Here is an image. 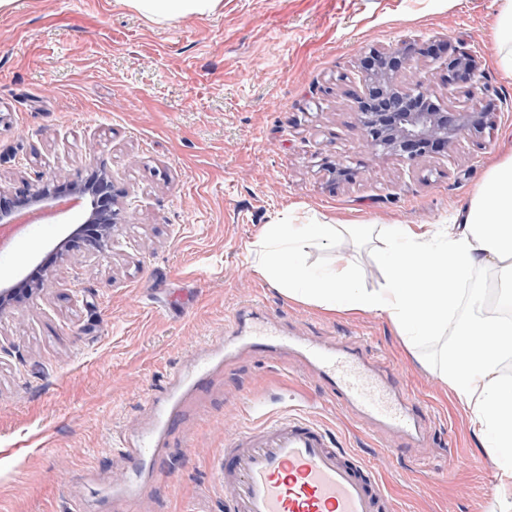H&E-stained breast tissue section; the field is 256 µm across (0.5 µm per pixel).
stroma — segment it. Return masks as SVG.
Segmentation results:
<instances>
[{
    "label": "stroma",
    "instance_id": "stroma-1",
    "mask_svg": "<svg viewBox=\"0 0 512 512\" xmlns=\"http://www.w3.org/2000/svg\"><path fill=\"white\" fill-rule=\"evenodd\" d=\"M502 0H222L207 15L158 23L128 0H12L0 9V184L92 172L123 190L110 244L64 251L32 296L0 315V512H225L214 463L224 433L247 427L248 395L312 399L337 447L372 459L381 442L333 407L290 351L239 355L188 395L167 435L171 481L146 477L128 506L97 490L126 468L112 439L148 423V402L200 338L227 329L237 304L315 342L340 340L382 361L400 390L428 403V437L392 438L383 478L402 512H512L495 492L468 407L435 369L442 337L418 346L371 313H328L284 295L252 252L282 216L332 224H442L491 158L512 148V78L496 65ZM450 41L477 55L494 106L481 134L410 162L361 149L355 97L370 49L406 43L393 80L429 76L420 49ZM349 176H338L337 163ZM70 224H39L0 255V276L52 252Z\"/></svg>",
    "mask_w": 512,
    "mask_h": 512
}]
</instances>
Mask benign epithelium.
<instances>
[{
    "instance_id": "1",
    "label": "benign epithelium",
    "mask_w": 512,
    "mask_h": 512,
    "mask_svg": "<svg viewBox=\"0 0 512 512\" xmlns=\"http://www.w3.org/2000/svg\"><path fill=\"white\" fill-rule=\"evenodd\" d=\"M373 68L362 73V91L357 96L359 121L366 146L374 151H388L417 161L432 150L445 151L458 139L481 132L487 123V112H452L439 108L426 88L429 77L417 80L413 88L403 90L394 85L391 72L405 63L401 48L394 47L372 54ZM448 85H463L469 96L485 95L481 83L478 58L464 49L448 48V57L435 58ZM76 184L67 188L44 185L34 192L12 191L0 186V223L11 229L13 214L25 204L37 200L46 205L74 192ZM95 198V209L84 214L82 225L66 240V247L78 244L95 245L99 235L112 236L120 212L115 208L118 191L107 177L88 188ZM29 293L27 280L0 282V313L3 314L22 296Z\"/></svg>"
}]
</instances>
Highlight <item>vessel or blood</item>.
Wrapping results in <instances>:
<instances>
[{"instance_id": "b4317fda", "label": "vessel or blood", "mask_w": 512, "mask_h": 512, "mask_svg": "<svg viewBox=\"0 0 512 512\" xmlns=\"http://www.w3.org/2000/svg\"><path fill=\"white\" fill-rule=\"evenodd\" d=\"M251 306L246 300L235 311L237 336L206 337L190 352L189 369L170 374L162 395L149 405L150 429L137 427L117 437L115 450L127 461L121 482L112 489L118 501L138 495L137 479L144 471L166 476L161 438L180 413L184 396L209 375L213 363L202 359V352L225 357L241 339L256 355L294 348L340 405L378 425L381 433L414 443L423 438V405L407 402L379 361L340 341L317 345L283 335L276 317L252 316ZM247 410L253 426L225 432L218 462L228 512H396L382 479L383 457L370 460L337 448L308 413L270 410L262 393L248 397Z\"/></svg>"}]
</instances>
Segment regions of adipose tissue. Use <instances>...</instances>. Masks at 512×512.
I'll return each instance as SVG.
<instances>
[{
    "label": "adipose tissue",
    "mask_w": 512,
    "mask_h": 512,
    "mask_svg": "<svg viewBox=\"0 0 512 512\" xmlns=\"http://www.w3.org/2000/svg\"><path fill=\"white\" fill-rule=\"evenodd\" d=\"M221 0H129L152 20L209 14ZM367 224L300 222L288 216L271 225L254 268L289 297L330 312L372 313L404 341L451 335L439 370L471 412L474 432L498 468V487L512 490V384L499 374L512 355V317L487 315L473 282L492 271L503 309H512V153L492 162L467 203L447 224H389L382 230L385 276L378 287L361 284L351 256L338 250L344 236L360 240ZM327 249L325 271L306 262ZM494 341H484L487 332Z\"/></svg>",
    "instance_id": "adipose-tissue-1"
}]
</instances>
